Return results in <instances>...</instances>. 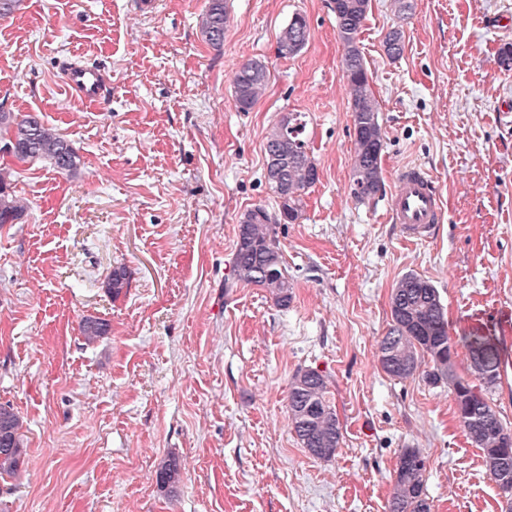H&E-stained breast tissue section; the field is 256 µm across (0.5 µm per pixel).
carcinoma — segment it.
I'll return each instance as SVG.
<instances>
[{
	"mask_svg": "<svg viewBox=\"0 0 512 512\" xmlns=\"http://www.w3.org/2000/svg\"><path fill=\"white\" fill-rule=\"evenodd\" d=\"M339 39L345 53L343 72L350 95L354 135V157L350 195L358 202L374 198L381 189L382 151L385 132L379 121L378 104L371 89L368 70L357 37L369 11L370 0H330ZM227 10L224 0H209L199 27L214 48L224 45ZM308 40L306 17L295 13L281 29L278 52L284 57L299 54ZM403 32L391 30L385 38L387 55L395 59L404 51ZM268 82L264 62L249 60L232 76L238 108L246 112L263 95ZM307 122L302 112H292L272 125L266 134L267 182L277 198L278 211L263 207L246 211L240 218L234 253L236 281L263 289L280 308L294 298V281L283 267L276 241V225L298 220L302 196L319 180L318 166L305 139ZM0 135L12 147L19 162L42 160L61 174L80 167V155L73 144L37 114L17 117L0 111ZM10 173L0 169V224H14L25 206L11 191ZM126 268L116 267L106 282L113 297L128 287ZM390 327L378 341L377 361L389 376L404 381L424 373L434 385H448L455 417L470 442L483 452L490 479L506 498L505 512H512V425L505 423L490 395L500 379L498 353L476 340L467 342L470 364L458 372L457 342L448 333L446 310L438 288L428 279L407 273L393 285L389 297ZM105 321L87 316L81 324L85 344L93 345L107 335ZM427 370H421L422 366ZM328 383L314 369L296 372L288 387V422L301 446L312 456L330 459L343 442L336 407L328 397ZM21 415L0 405V477L18 478L24 471ZM426 457L418 448H404L398 456L388 512H433L426 488ZM157 486L175 491L182 481V468L171 456L158 466Z\"/></svg>",
	"mask_w": 512,
	"mask_h": 512,
	"instance_id": "cac0c4a2",
	"label": "carcinoma"
}]
</instances>
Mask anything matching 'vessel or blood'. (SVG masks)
<instances>
[{"label": "vessel or blood", "instance_id": "b4317fda", "mask_svg": "<svg viewBox=\"0 0 512 512\" xmlns=\"http://www.w3.org/2000/svg\"><path fill=\"white\" fill-rule=\"evenodd\" d=\"M65 81L70 90L82 99L102 102L106 86L101 72L87 64L67 63ZM442 201L432 176L417 164H408L397 174V187L391 198L389 215L392 223L418 238L433 236L442 221Z\"/></svg>", "mask_w": 512, "mask_h": 512}]
</instances>
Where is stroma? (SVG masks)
Returning a JSON list of instances; mask_svg holds the SVG:
<instances>
[{"mask_svg": "<svg viewBox=\"0 0 512 512\" xmlns=\"http://www.w3.org/2000/svg\"><path fill=\"white\" fill-rule=\"evenodd\" d=\"M207 0H23L0 18V110L37 113L78 149L62 175L0 153L23 218L0 225V405L25 421V473L0 478V512H387L402 449L427 459L434 512H501L505 498L462 432L453 395L423 376L398 381L376 361L389 295L407 273L429 279L452 338L494 346L495 408L512 422V0H370L358 46L386 132L383 186L358 202L345 50L330 0H226L224 45L198 24ZM309 37L278 53L294 13ZM405 49L389 58L387 33ZM106 79L89 103L62 60ZM259 59L265 95L247 112L234 71ZM306 116L319 180L295 223L277 225L295 298L277 307L232 285L241 215L277 200L265 136ZM427 169L444 222L427 240L392 224L398 169ZM125 266L129 286L106 280ZM95 316L107 336L85 344ZM328 381L339 453L311 456L288 425L292 375ZM183 465L177 493L158 464ZM155 479L157 486L166 492H174L182 481L181 464L176 457H168L158 466Z\"/></svg>", "mask_w": 512, "mask_h": 512, "instance_id": "obj_1", "label": "stroma"}]
</instances>
